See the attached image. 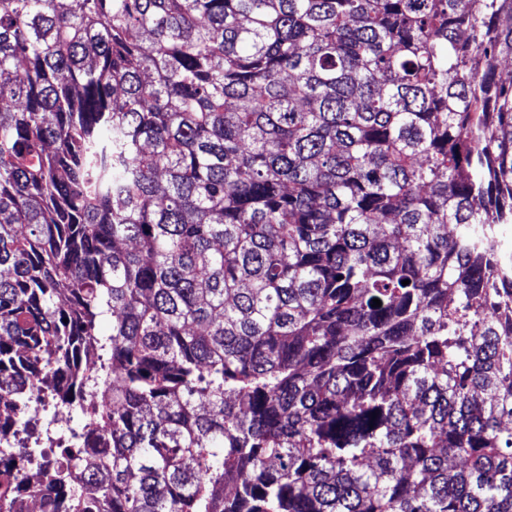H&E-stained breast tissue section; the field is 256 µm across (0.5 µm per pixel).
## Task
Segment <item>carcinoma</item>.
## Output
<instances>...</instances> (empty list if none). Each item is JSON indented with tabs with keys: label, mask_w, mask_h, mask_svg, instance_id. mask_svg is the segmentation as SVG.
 I'll return each mask as SVG.
<instances>
[{
	"label": "carcinoma",
	"mask_w": 512,
	"mask_h": 512,
	"mask_svg": "<svg viewBox=\"0 0 512 512\" xmlns=\"http://www.w3.org/2000/svg\"><path fill=\"white\" fill-rule=\"evenodd\" d=\"M504 59L512 0H0V438L81 417L0 512H512Z\"/></svg>",
	"instance_id": "1"
}]
</instances>
